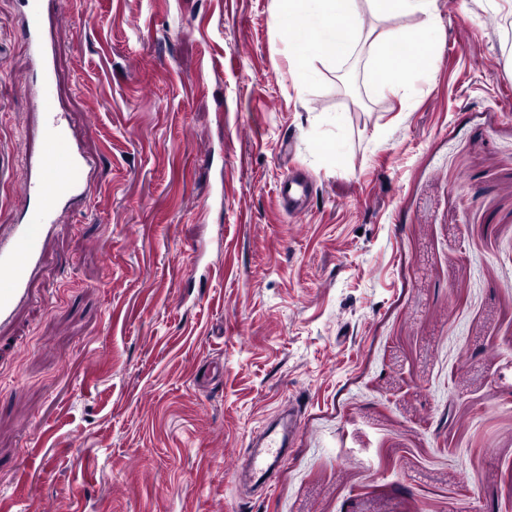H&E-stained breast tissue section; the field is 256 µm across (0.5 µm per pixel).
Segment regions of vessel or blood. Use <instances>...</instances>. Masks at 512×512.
I'll return each mask as SVG.
<instances>
[{
	"label": "vessel or blood",
	"instance_id": "1",
	"mask_svg": "<svg viewBox=\"0 0 512 512\" xmlns=\"http://www.w3.org/2000/svg\"><path fill=\"white\" fill-rule=\"evenodd\" d=\"M15 4L26 54L20 86L42 126L44 147L28 164L14 222L0 224V330L33 298L31 285L46 266L56 230L78 202L95 193L98 167L57 98L56 27L61 0H15ZM313 192L314 182L308 176H287L277 186L281 209L297 219L309 213ZM299 419L300 408L292 404L275 427H262L257 445L230 464L233 478L270 484L298 436Z\"/></svg>",
	"mask_w": 512,
	"mask_h": 512
}]
</instances>
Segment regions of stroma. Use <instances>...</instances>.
Returning a JSON list of instances; mask_svg holds the SVG:
<instances>
[{"mask_svg":"<svg viewBox=\"0 0 512 512\" xmlns=\"http://www.w3.org/2000/svg\"><path fill=\"white\" fill-rule=\"evenodd\" d=\"M434 15L394 95L363 51L306 90L274 0H63L60 96L100 187L0 342V512H512V0ZM23 60L0 0V224L41 148ZM291 171L317 186L300 224ZM299 400L241 504L227 462ZM314 181L310 176H286L277 186V198L280 208L287 211L297 223L310 212Z\"/></svg>","mask_w":512,"mask_h":512,"instance_id":"35a3bbf8","label":"stroma"}]
</instances>
